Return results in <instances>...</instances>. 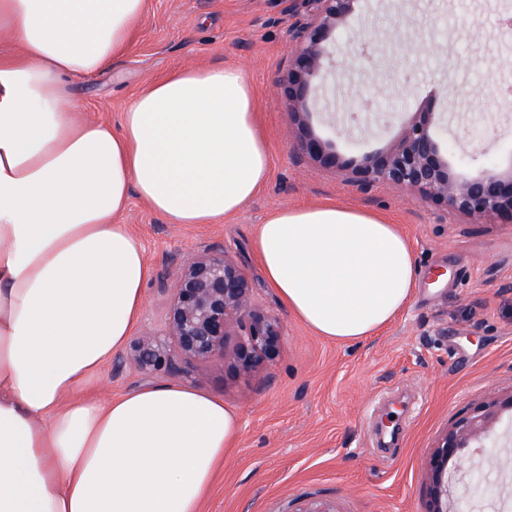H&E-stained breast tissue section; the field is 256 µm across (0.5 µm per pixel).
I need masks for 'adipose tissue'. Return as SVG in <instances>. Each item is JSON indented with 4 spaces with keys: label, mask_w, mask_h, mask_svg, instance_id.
I'll return each mask as SVG.
<instances>
[{
    "label": "adipose tissue",
    "mask_w": 512,
    "mask_h": 512,
    "mask_svg": "<svg viewBox=\"0 0 512 512\" xmlns=\"http://www.w3.org/2000/svg\"><path fill=\"white\" fill-rule=\"evenodd\" d=\"M147 0H0V512H201L236 410L177 383L88 396L150 276L119 223L139 197L172 224L239 212L267 181L255 92L235 66L145 83L119 127L80 117L74 79L111 70ZM253 252L316 335L356 342L410 304L411 245L379 214L285 207Z\"/></svg>",
    "instance_id": "1"
}]
</instances>
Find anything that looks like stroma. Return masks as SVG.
<instances>
[{"label": "stroma", "instance_id": "1", "mask_svg": "<svg viewBox=\"0 0 512 512\" xmlns=\"http://www.w3.org/2000/svg\"><path fill=\"white\" fill-rule=\"evenodd\" d=\"M508 12L512 0H360L347 27L331 36L340 78L320 91L304 126L273 87L288 70V47L307 12H284L277 0H148L111 72L72 83L85 118L113 125L143 83L176 69L237 66L256 91L272 167L239 213L215 224H172L134 198L121 221L151 269L138 329L162 330L183 261L221 247L248 275L255 302L280 319L278 351L243 374L219 354L148 373L122 350L96 389L106 398L175 382L237 410V445L202 512H295L310 500L336 512H426L425 467L442 435L490 395H512V216L473 224L401 188L359 191L341 169L390 150L428 104L456 173L511 166L512 104L490 99L485 88L491 70L498 88L512 87V32L499 23ZM476 28L482 39L471 37ZM361 30L368 43L355 41ZM421 43L427 52H415ZM379 85L386 96H375ZM337 124L351 138H335ZM481 128L486 152L469 138ZM308 133L332 141L335 164L297 157ZM336 201L397 224L418 268L408 308L355 343L317 336L291 315L252 250L272 209ZM390 416L396 442L386 447L378 427ZM464 454L469 466L448 468L451 512H512V410L498 408Z\"/></svg>", "mask_w": 512, "mask_h": 512}]
</instances>
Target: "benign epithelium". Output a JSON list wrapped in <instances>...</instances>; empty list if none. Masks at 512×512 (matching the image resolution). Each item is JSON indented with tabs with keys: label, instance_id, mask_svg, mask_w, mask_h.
<instances>
[{
	"label": "benign epithelium",
	"instance_id": "obj_1",
	"mask_svg": "<svg viewBox=\"0 0 512 512\" xmlns=\"http://www.w3.org/2000/svg\"><path fill=\"white\" fill-rule=\"evenodd\" d=\"M310 6L311 19L295 33V45L288 57V71L277 86V94L299 121L305 123L317 98L316 91L336 81L330 67L332 48L328 39L336 29L348 25L359 0H303ZM331 143L308 136L297 152L325 163L336 161L327 152ZM347 182L367 192L390 186L409 191L417 200L440 202L451 210L482 224L503 213H512V165L506 171L484 168L475 177L452 171L440 148V129L433 126L430 113L409 122L397 145L385 155H367L354 165ZM163 335L148 330L131 345L132 357L141 369H174L178 358L206 360L224 347L228 326L236 324L246 336L244 345L230 354L233 363L250 373L261 367L278 346L282 336L280 320L256 308L250 279L221 249L196 255L181 266L173 288ZM171 340L166 347L164 339ZM512 409V394L487 409L479 408L457 419L440 439L438 450L427 469L430 503L427 512H448V459L460 448L469 447L490 409Z\"/></svg>",
	"mask_w": 512,
	"mask_h": 512
}]
</instances>
